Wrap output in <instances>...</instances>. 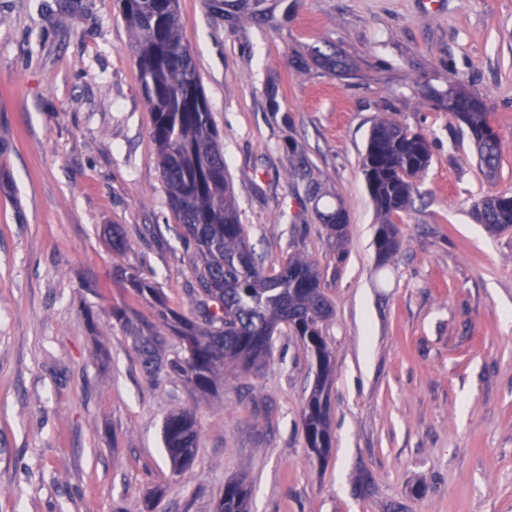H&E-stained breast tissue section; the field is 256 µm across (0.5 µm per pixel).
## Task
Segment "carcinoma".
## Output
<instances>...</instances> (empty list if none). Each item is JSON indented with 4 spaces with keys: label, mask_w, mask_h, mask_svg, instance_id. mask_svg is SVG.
Masks as SVG:
<instances>
[{
    "label": "carcinoma",
    "mask_w": 512,
    "mask_h": 512,
    "mask_svg": "<svg viewBox=\"0 0 512 512\" xmlns=\"http://www.w3.org/2000/svg\"><path fill=\"white\" fill-rule=\"evenodd\" d=\"M136 56L144 101L153 117L151 138L168 203L182 226L196 287L187 290L188 312L169 307L155 282L130 267L123 280L135 296L157 304L172 323L177 350L158 332L144 334L139 313L128 305L111 309L113 320L132 335L146 375L181 376L192 395L218 392L226 372H256L273 358V336L286 325L300 337L315 361L316 381L302 411L307 447L324 460L331 448L329 395L333 354L324 334L333 306L321 285V272L309 257L294 254L278 267H264L252 251L226 177L221 133L214 123L195 58L185 42L178 0H119ZM448 111L464 114L479 163L495 175L500 136H486L488 113L475 97L449 86ZM431 163L427 137L399 122L380 118L371 127L362 167L368 190L382 217L376 238L378 256L387 262L400 248L395 217L408 210L414 181ZM478 221L499 231L512 227V195L483 198L475 205ZM326 216L336 255L344 252L347 231ZM164 447L173 471L194 460L198 429L194 413L181 408L163 424ZM251 489L242 480L225 484L215 512H248Z\"/></svg>",
    "instance_id": "obj_1"
}]
</instances>
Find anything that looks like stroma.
<instances>
[{
	"mask_svg": "<svg viewBox=\"0 0 512 512\" xmlns=\"http://www.w3.org/2000/svg\"><path fill=\"white\" fill-rule=\"evenodd\" d=\"M439 2L179 0L250 246L316 261L334 306L321 463L302 428L315 364L291 330L200 399L147 377L111 318L128 304L161 325L123 268L174 307L194 283L118 0H0V512H141L156 488L154 512H213L235 478L251 512H512V229L474 214L512 195V0ZM452 80L499 131L495 177ZM381 117L432 153L386 263L361 166ZM338 208L340 257L321 218ZM180 407L199 437L176 473L162 427Z\"/></svg>",
	"mask_w": 512,
	"mask_h": 512,
	"instance_id": "1",
	"label": "stroma"
}]
</instances>
